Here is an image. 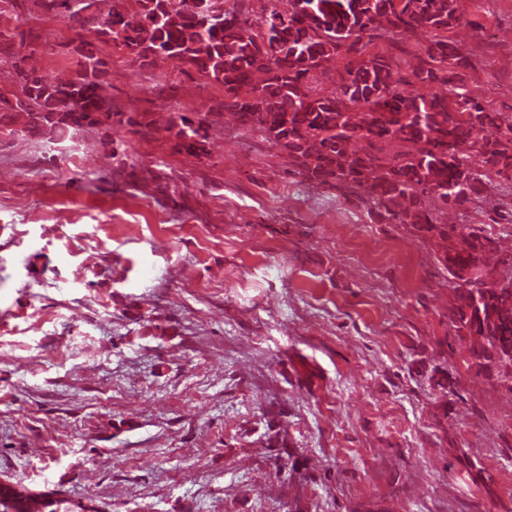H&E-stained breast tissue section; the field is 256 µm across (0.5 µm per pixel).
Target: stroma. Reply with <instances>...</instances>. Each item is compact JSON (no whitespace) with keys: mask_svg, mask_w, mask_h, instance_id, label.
Returning <instances> with one entry per match:
<instances>
[{"mask_svg":"<svg viewBox=\"0 0 512 512\" xmlns=\"http://www.w3.org/2000/svg\"><path fill=\"white\" fill-rule=\"evenodd\" d=\"M459 4L466 86L512 117V0ZM1 27L37 73L79 70L37 0H0ZM95 50L120 111L224 101ZM487 193L448 220L510 253L512 197ZM436 254L231 125L198 159L130 126L0 129V482L108 512H512V390L470 370Z\"/></svg>","mask_w":512,"mask_h":512,"instance_id":"35a3bbf8","label":"stroma"}]
</instances>
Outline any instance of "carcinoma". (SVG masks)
Instances as JSON below:
<instances>
[{"instance_id": "1", "label": "carcinoma", "mask_w": 512, "mask_h": 512, "mask_svg": "<svg viewBox=\"0 0 512 512\" xmlns=\"http://www.w3.org/2000/svg\"><path fill=\"white\" fill-rule=\"evenodd\" d=\"M135 2L129 13L114 0H38L48 14L79 17L100 42L144 62L188 64L224 87V111L167 121L179 152L206 154L210 131L227 113L237 128L285 149L308 184L363 189L380 222L407 224L435 242L452 290L451 329L471 352L469 368L481 373L512 354V277L498 285L483 277L512 264V254L496 259L495 238L444 220L449 208L488 200L493 176L512 192V118L465 89L460 73L473 59L439 36L458 25V0H286L251 22L241 18L245 0ZM375 39L391 47L415 41L411 79L396 77L386 54L364 57ZM73 51L81 56L76 77L37 76L29 56L13 52V35L0 30V54L12 58L21 87L11 99L0 96V125L17 123L30 137L125 125L153 135L155 119L112 111L104 62L91 44L82 40ZM339 58L347 63L334 91L313 90L309 75ZM435 83L446 89L422 91ZM488 129L496 134L483 135ZM388 144L406 150L390 154Z\"/></svg>"}]
</instances>
